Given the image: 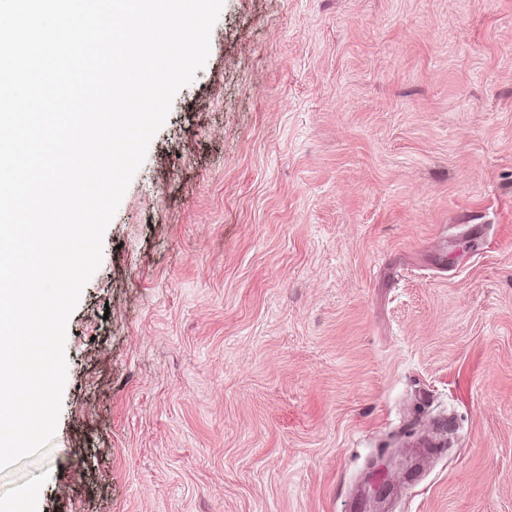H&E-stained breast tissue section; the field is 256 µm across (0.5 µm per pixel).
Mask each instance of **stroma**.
I'll return each instance as SVG.
<instances>
[{"instance_id": "obj_1", "label": "stroma", "mask_w": 512, "mask_h": 512, "mask_svg": "<svg viewBox=\"0 0 512 512\" xmlns=\"http://www.w3.org/2000/svg\"><path fill=\"white\" fill-rule=\"evenodd\" d=\"M31 512H512V0H224L67 326Z\"/></svg>"}]
</instances>
